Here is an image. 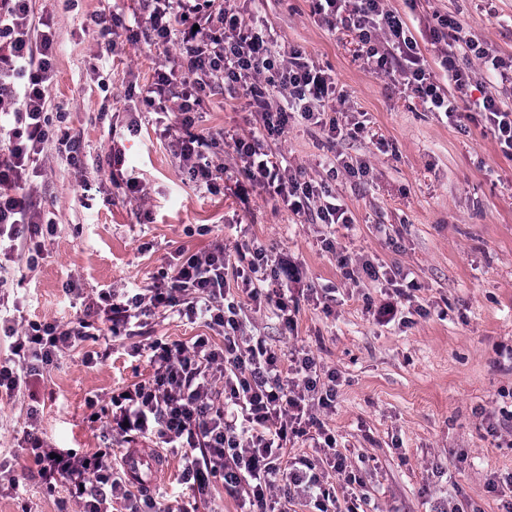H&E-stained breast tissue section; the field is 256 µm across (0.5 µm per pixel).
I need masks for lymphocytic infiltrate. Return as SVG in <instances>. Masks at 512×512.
<instances>
[{
    "mask_svg": "<svg viewBox=\"0 0 512 512\" xmlns=\"http://www.w3.org/2000/svg\"><path fill=\"white\" fill-rule=\"evenodd\" d=\"M140 5L143 30L125 25L116 14L98 19L99 37L112 51L120 40L142 39L163 54L164 64L141 89L142 101L178 112L182 134L174 137L165 129L161 135L170 138L193 181L218 191L224 167L216 163L214 150L229 139L245 177L235 185L240 196L264 193L280 198L293 213L309 215L312 223L351 226L347 209L331 202L324 184L307 179L302 168L270 147L293 115L334 140L362 129L352 117H333L335 78L301 49H279L269 29L244 18L238 0H140ZM312 13L328 29L350 32L372 73L393 78L428 111L450 118L458 105L449 90L467 93L475 79L470 61L481 60L501 89L483 99L486 120L503 153L512 154V106L501 97L512 91V58L481 46L451 15L433 13L430 36L448 77L443 85L434 80L407 24L387 0H314ZM32 28L31 0H0V243L21 242L33 268L44 256L46 237L55 231L54 222L33 203L30 187L54 141L48 91L57 40L52 27L36 37ZM218 89L255 113L262 134L193 133L194 112ZM229 270L256 307L273 310L286 329L296 328L297 309L287 293L300 277L299 265L255 240L231 254L214 244L188 255L148 287L101 294L99 310L112 337L128 335L132 325L159 309L191 321L204 319L224 337L220 346L206 336L189 345L152 342V374L112 395L109 432L126 443L146 436L160 440L163 448L181 455L182 484L200 495L218 481L230 490L244 489L248 512H288L301 497L335 500L328 474L348 484L356 480L347 456L317 416L336 399L337 375L320 372L309 352H278L264 339L245 335L241 305L227 286ZM88 327L83 319L72 326L32 321L23 328L0 321V332L14 340L10 356L0 360V390L10 396L20 392L33 372L85 340ZM312 431L322 440L325 468L304 457L284 459L288 441ZM25 442L41 483L50 491L64 485L80 512H111L118 501L127 512H187L158 496L132 493L112 463L111 449L61 450L35 425Z\"/></svg>",
    "mask_w": 512,
    "mask_h": 512,
    "instance_id": "lymphocytic-infiltrate-1",
    "label": "lymphocytic infiltrate"
}]
</instances>
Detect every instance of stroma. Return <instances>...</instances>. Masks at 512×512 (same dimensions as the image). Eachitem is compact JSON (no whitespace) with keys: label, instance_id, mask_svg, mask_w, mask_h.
Instances as JSON below:
<instances>
[{"label":"stroma","instance_id":"35a3bbf8","mask_svg":"<svg viewBox=\"0 0 512 512\" xmlns=\"http://www.w3.org/2000/svg\"><path fill=\"white\" fill-rule=\"evenodd\" d=\"M433 60L425 27L433 12L454 16L481 42L512 55V0H390ZM37 18L50 21L60 42L49 89L57 139L41 161L32 193L56 224L36 268L0 259L8 271L10 315L16 321L103 323L93 309L102 290L137 288L181 257L221 241L227 249L257 240L297 257L302 281L291 295L297 327L285 331L271 310L242 300L245 333L275 350L310 351L320 367L336 370L334 408L319 415L347 455L368 497L367 512H432L438 500L462 512H512V498L490 482L512 478V157H506L472 91L460 121L428 111L393 79L370 73L357 59L351 33L328 31L309 0H246L247 17L268 21L279 44L305 51L329 68L346 106L362 115L356 137L331 142L319 128L290 120L273 150L307 178L326 182L353 218L352 227L312 224L269 195L241 203L240 174L224 145L218 163L226 174L220 193L192 182L173 155L160 125L180 133L176 114L147 111L138 89L163 57L147 42H123L116 55H100L94 18L120 10L126 24L138 0H33ZM138 120L141 130L127 125ZM254 117L231 106L224 93L206 99L198 132L225 128L254 132ZM78 140L70 159L60 137ZM140 177L141 196L126 195L109 178L112 143ZM365 161L362 179L328 171L337 157ZM336 239L350 255L370 259L393 282L345 280L321 247ZM335 295L313 300V292ZM411 296L402 321L383 324L376 311L395 290ZM172 311L146 317L127 339L87 340L57 363L31 376L27 389L0 397V512H59L64 488L47 493L31 479L25 450L29 411L56 447L93 451L124 446L108 441L101 408L113 390L147 379L148 356L135 343L192 342L207 334ZM108 351L101 362L89 355ZM167 471L154 481L160 494L178 497L190 512H241L242 499L222 485L194 496L177 479L183 462L169 453ZM18 480V489L8 487Z\"/></svg>","mask_w":512,"mask_h":512}]
</instances>
